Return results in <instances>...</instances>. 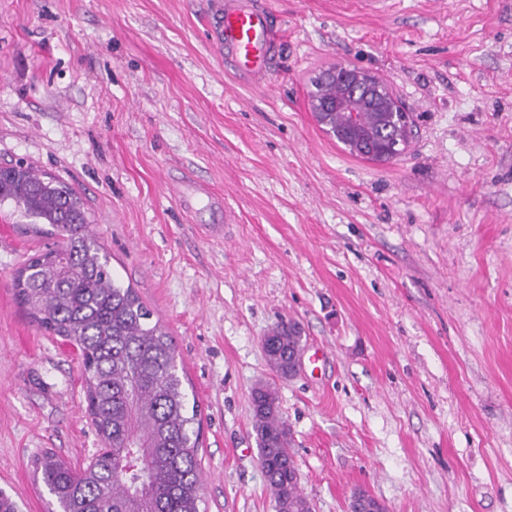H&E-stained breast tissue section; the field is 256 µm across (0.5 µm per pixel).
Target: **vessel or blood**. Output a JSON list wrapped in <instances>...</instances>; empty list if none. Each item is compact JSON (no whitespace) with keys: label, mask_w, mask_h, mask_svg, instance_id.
Listing matches in <instances>:
<instances>
[{"label":"vessel or blood","mask_w":512,"mask_h":512,"mask_svg":"<svg viewBox=\"0 0 512 512\" xmlns=\"http://www.w3.org/2000/svg\"><path fill=\"white\" fill-rule=\"evenodd\" d=\"M212 31L219 53L233 67L239 78L255 83L270 72L280 35L270 11L242 0H222L213 18ZM185 211H192L193 201L210 197L207 188L194 179L183 178L176 191Z\"/></svg>","instance_id":"b4317fda"}]
</instances>
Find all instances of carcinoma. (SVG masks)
Here are the masks:
<instances>
[{
  "label": "carcinoma",
  "mask_w": 512,
  "mask_h": 512,
  "mask_svg": "<svg viewBox=\"0 0 512 512\" xmlns=\"http://www.w3.org/2000/svg\"><path fill=\"white\" fill-rule=\"evenodd\" d=\"M369 130L379 151L397 134L374 130L367 113L353 132ZM5 202L31 220L26 229L59 239L56 248L28 258L13 288L41 328L78 346L92 425L105 448L79 471L51 451L36 459L49 512H199L197 406L187 415L172 337L151 323L152 311L133 289L118 284L71 188L18 160L0 166V204ZM301 346L293 321L278 324L264 340L271 368L284 376ZM252 406L260 466L276 512H312L299 489L275 392L257 387Z\"/></svg>",
  "instance_id": "obj_1"
}]
</instances>
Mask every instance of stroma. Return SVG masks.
Returning <instances> with one entry per match:
<instances>
[{"label":"stroma","mask_w":512,"mask_h":512,"mask_svg":"<svg viewBox=\"0 0 512 512\" xmlns=\"http://www.w3.org/2000/svg\"><path fill=\"white\" fill-rule=\"evenodd\" d=\"M281 32L239 82L212 0H0V165L69 184L176 344L199 405L200 512H275L251 393L276 392L313 512L355 490L387 512H512V0H256ZM379 76L411 112L403 155L350 154L309 106L319 68ZM189 175L223 238L185 214ZM0 207V488L45 512L32 462L87 466L102 441L75 344L13 279L57 240ZM299 323L322 360L283 378L262 340ZM176 196L180 206L188 213L192 212L194 199L203 196L207 197L219 216L217 224H206L207 226H204L207 229V234L209 237L213 238L224 235V224L221 223L223 221L225 222L227 211L224 210L222 200L216 198L211 191L197 183L194 179L184 177L177 187Z\"/></svg>","instance_id":"35a3bbf8"}]
</instances>
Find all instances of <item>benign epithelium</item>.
<instances>
[{
  "instance_id": "7a95c632",
  "label": "benign epithelium",
  "mask_w": 512,
  "mask_h": 512,
  "mask_svg": "<svg viewBox=\"0 0 512 512\" xmlns=\"http://www.w3.org/2000/svg\"><path fill=\"white\" fill-rule=\"evenodd\" d=\"M319 85H336L339 94L330 99L317 95L310 99L314 112H372L384 124H410V118L400 101L392 94L381 95L384 82L366 69L338 63L319 70L314 75ZM371 495L363 490L354 492L348 502V512H385L380 501L370 502Z\"/></svg>"
}]
</instances>
